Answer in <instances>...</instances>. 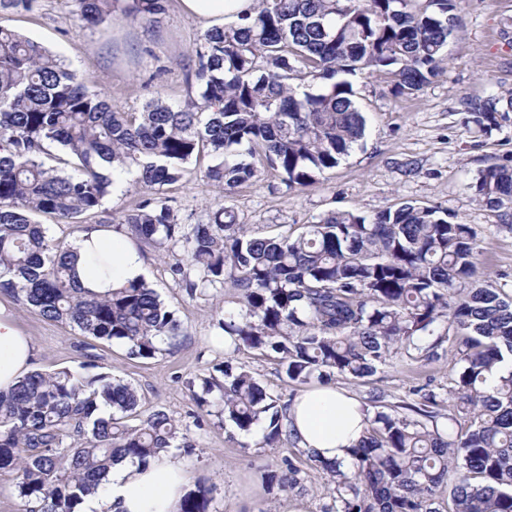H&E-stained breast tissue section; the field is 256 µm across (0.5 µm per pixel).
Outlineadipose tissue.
<instances>
[{
    "instance_id": "obj_1",
    "label": "adipose tissue",
    "mask_w": 512,
    "mask_h": 512,
    "mask_svg": "<svg viewBox=\"0 0 512 512\" xmlns=\"http://www.w3.org/2000/svg\"><path fill=\"white\" fill-rule=\"evenodd\" d=\"M185 15L212 27L236 25L253 14L257 0H179ZM78 255L76 272L82 286L103 295L145 276L138 248L126 237L102 228L83 232L71 244ZM108 255L110 277L88 264L90 251ZM35 347L16 326L11 311L0 305V391L13 388L29 370ZM287 424L300 449L321 458L349 463V448L362 436L366 424L362 405L332 385H316L298 395L287 411ZM186 478L178 458L165 454L141 464L116 462L96 493L85 499L84 512H178Z\"/></svg>"
}]
</instances>
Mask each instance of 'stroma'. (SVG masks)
Masks as SVG:
<instances>
[{
    "mask_svg": "<svg viewBox=\"0 0 512 512\" xmlns=\"http://www.w3.org/2000/svg\"><path fill=\"white\" fill-rule=\"evenodd\" d=\"M74 10L72 0H37L32 10L0 13V25L67 57L87 90L122 111H140L158 93L171 102L188 99L193 55L205 28L181 12L178 0H167L160 23L152 25L117 17L88 27ZM456 14L459 27L448 41L442 70L421 91L396 96L383 78L365 71L351 76L366 114V136L334 171L311 187L290 189L268 169L226 196L204 180L201 165L192 163L166 188L179 222L196 223L223 206L253 233L294 236L332 211L370 217L414 201L470 225L479 247V274L512 296V227L480 204L473 188L485 167H512V108L504 104L512 95V0H460ZM490 98L499 101L497 124L484 134L467 116L472 103ZM140 197L139 189L121 185L100 213L85 215L81 223L47 219L48 234L70 243L105 218L114 234H122L120 222ZM142 255L148 281L179 320L182 336L154 358L137 359L120 345L81 336L0 293V303L11 308L17 327L33 341V369L111 373L136 389L141 415L157 410L170 415L193 444L182 456L188 489L201 484L213 489L209 512H289L296 505L303 512H325L330 478L299 453L293 440L264 447L261 429L245 433L221 423L214 408L192 396L191 386L201 385L227 361L251 372L280 401L300 392L274 352L247 347L225 352L214 329L225 310L236 307L235 293L217 289L189 297L171 272L187 261L182 249L161 254L146 248ZM448 349L441 344L433 361L397 353L366 381L339 378L335 385L363 403L376 393L387 405H415L421 401L417 389L425 384L444 396L455 377ZM289 460L300 471L299 483L284 491L266 476L284 470Z\"/></svg>",
    "mask_w": 512,
    "mask_h": 512,
    "instance_id": "stroma-1",
    "label": "stroma"
}]
</instances>
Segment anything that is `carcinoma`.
Wrapping results in <instances>:
<instances>
[{"instance_id":"cac0c4a2","label":"carcinoma","mask_w":512,"mask_h":512,"mask_svg":"<svg viewBox=\"0 0 512 512\" xmlns=\"http://www.w3.org/2000/svg\"><path fill=\"white\" fill-rule=\"evenodd\" d=\"M73 2L90 25L118 12L156 24L166 0ZM455 9L456 0H259L244 23L203 35L199 101L176 105L157 94L139 112L113 109L65 59L0 26V291L133 358H153L179 335L173 311L145 281L104 296L80 288L70 244L49 237L40 220L75 223L98 212L118 171L142 192L122 220L126 233L184 250L187 266L172 273L187 295L235 290L239 309L217 322L219 333L237 349L278 354L292 383L361 380L398 349L427 357L443 341L439 323H448L458 365L448 424L438 427L432 391L387 412L371 395L348 467L306 453L332 477L328 512H512V371L487 385L512 358V298L469 283L478 256L470 225L406 202L370 219L332 211L295 237L262 236L224 207L182 224L164 194L205 154L214 163L204 179L226 193L267 168L290 188L316 184L366 130L352 85L336 75L367 70L400 95L422 90L441 70ZM294 73L325 84L293 87ZM471 108L479 131L496 125V101ZM53 145L64 156L48 166ZM474 189L485 207L512 211L511 167H486ZM215 390L217 416L243 432L263 425L264 446L290 437L281 405L252 373L227 363L224 382L205 381L197 400L208 403ZM137 406L135 388L108 373L30 372L0 392V470L15 472L35 512H77L113 462L192 451L163 411L129 424ZM464 421L465 432H455ZM298 472L289 461L267 481L291 488ZM212 492H188L180 512H207Z\"/></svg>"}]
</instances>
